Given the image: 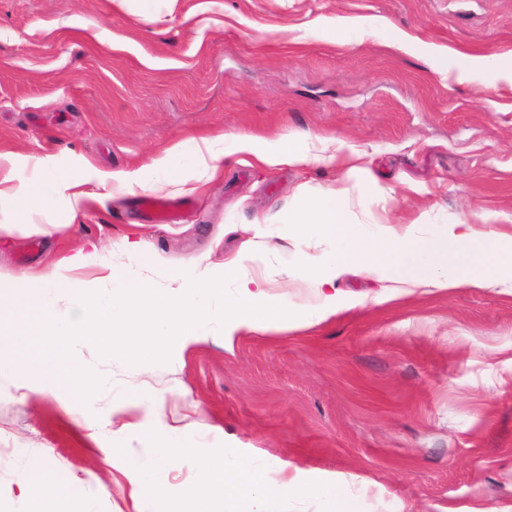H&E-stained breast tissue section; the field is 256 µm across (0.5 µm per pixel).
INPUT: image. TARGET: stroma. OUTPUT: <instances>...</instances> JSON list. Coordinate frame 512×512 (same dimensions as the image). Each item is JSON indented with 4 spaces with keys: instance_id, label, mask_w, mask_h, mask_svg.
Wrapping results in <instances>:
<instances>
[{
    "instance_id": "1",
    "label": "stroma",
    "mask_w": 512,
    "mask_h": 512,
    "mask_svg": "<svg viewBox=\"0 0 512 512\" xmlns=\"http://www.w3.org/2000/svg\"><path fill=\"white\" fill-rule=\"evenodd\" d=\"M377 19L349 46L333 23ZM512 54V0H0V151L112 171L199 136L305 135L309 167L263 168L242 155L212 179L170 188L190 201L149 223L140 194L91 202L48 235L0 238V269L47 272L76 253L74 279L137 272L124 240L149 244L150 276L203 258L223 266L243 224L339 184L360 222L424 216L512 226V83L467 74L463 54ZM335 143L339 162L323 160ZM373 175L386 200L363 185ZM100 375L76 415L56 396L0 380V512H32L18 486L48 453L58 485L87 512H134L113 457L149 454L112 430V398L165 397L156 432L203 451L252 444L306 474L361 490L364 512H481L512 506V296L415 294L320 325L244 333L219 328L181 354L137 365L83 347Z\"/></svg>"
}]
</instances>
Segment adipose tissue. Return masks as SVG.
Returning a JSON list of instances; mask_svg holds the SVG:
<instances>
[{"label":"adipose tissue","instance_id":"adipose-tissue-1","mask_svg":"<svg viewBox=\"0 0 512 512\" xmlns=\"http://www.w3.org/2000/svg\"><path fill=\"white\" fill-rule=\"evenodd\" d=\"M229 150L251 155L267 167L316 161L289 136H243ZM229 150L222 137L202 138L194 165L217 173ZM25 164L31 165L32 175L22 180L16 171ZM188 167L177 144L139 169L112 172L91 166L79 177L60 174L48 156L29 163L0 151V237L51 233L57 199H64L75 218L88 202L116 189L161 192L184 184ZM277 221L292 226L306 248L292 261L268 266L260 276L253 268L258 253L270 250L267 242L255 243L223 267L203 273L185 265L175 273L171 288L158 287L147 277L128 278L107 298L101 296L98 281L71 280L60 271H0V340L17 354L10 372H33L28 386L32 393H49L51 382H61L60 401L81 405L95 398L101 383L77 357L78 347L97 346L137 364L175 356L207 336L215 299L224 304L222 328L229 344L244 332L317 325L344 311L417 293L490 288L512 295V229L475 224L464 215L433 226L387 220L363 224L355 220L343 186L301 197ZM346 275L379 282L382 289L371 298L343 292L338 281ZM299 280L312 288L314 307L287 301L284 288ZM56 288L70 289L72 312L53 310L48 295ZM20 492L33 499L35 512H76L59 492L46 458L30 460Z\"/></svg>","mask_w":512,"mask_h":512}]
</instances>
